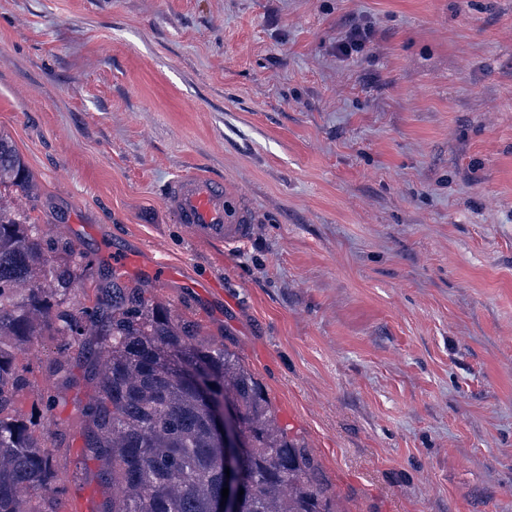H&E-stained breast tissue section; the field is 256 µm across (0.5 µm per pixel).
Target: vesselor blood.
Listing matches in <instances>:
<instances>
[{
	"mask_svg": "<svg viewBox=\"0 0 512 512\" xmlns=\"http://www.w3.org/2000/svg\"><path fill=\"white\" fill-rule=\"evenodd\" d=\"M165 203L193 237L214 245L237 244L250 233L248 211L233 203L222 181L205 172L175 177L166 188Z\"/></svg>",
	"mask_w": 512,
	"mask_h": 512,
	"instance_id": "b4317fda",
	"label": "vessel or blood"
}]
</instances>
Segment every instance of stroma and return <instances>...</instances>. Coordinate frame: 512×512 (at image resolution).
I'll list each match as a JSON object with an SVG mask.
<instances>
[{"instance_id": "obj_1", "label": "stroma", "mask_w": 512, "mask_h": 512, "mask_svg": "<svg viewBox=\"0 0 512 512\" xmlns=\"http://www.w3.org/2000/svg\"><path fill=\"white\" fill-rule=\"evenodd\" d=\"M0 133L15 207L233 350L341 512H512V0H0ZM192 168L247 241L175 222ZM61 344L21 354L18 405L90 512Z\"/></svg>"}]
</instances>
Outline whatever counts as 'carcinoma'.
<instances>
[{
    "instance_id": "cac0c4a2",
    "label": "carcinoma",
    "mask_w": 512,
    "mask_h": 512,
    "mask_svg": "<svg viewBox=\"0 0 512 512\" xmlns=\"http://www.w3.org/2000/svg\"><path fill=\"white\" fill-rule=\"evenodd\" d=\"M28 191L27 166L0 133V512H58L53 454L16 407L28 385L18 356L46 331L79 345L88 324L99 336L90 364L96 390L80 432L110 490L96 512H214L225 444L213 432L212 404L183 380L185 370L237 407L246 447L236 512H340L313 451L280 426L239 357L200 337L198 323L104 269L95 303L68 305L87 256L10 210L7 198Z\"/></svg>"
}]
</instances>
